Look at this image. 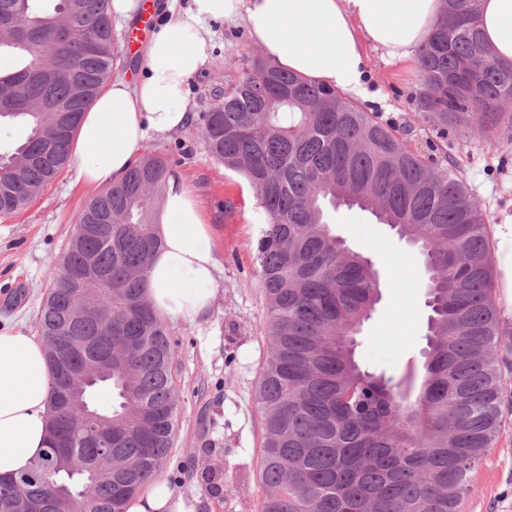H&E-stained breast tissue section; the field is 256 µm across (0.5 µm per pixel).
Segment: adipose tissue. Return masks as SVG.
<instances>
[{
    "mask_svg": "<svg viewBox=\"0 0 512 512\" xmlns=\"http://www.w3.org/2000/svg\"><path fill=\"white\" fill-rule=\"evenodd\" d=\"M442 0H190L146 50V79L118 77L84 113L71 146L77 181L93 187L119 182L145 142L184 129L189 79L206 66L205 24L242 23L267 59L328 87L364 98L367 48L386 62L407 64L427 44ZM481 30L492 52L512 60V0H480ZM163 241L147 273L156 312L177 324L206 319L217 289L219 262L212 228L185 182L169 176L158 216ZM498 304L512 312V214L493 227ZM52 379L45 346L22 328L0 329V476L30 469L48 446L46 420ZM125 512H194L166 479L146 484Z\"/></svg>",
    "mask_w": 512,
    "mask_h": 512,
    "instance_id": "1",
    "label": "adipose tissue"
}]
</instances>
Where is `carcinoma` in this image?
<instances>
[{
  "instance_id": "carcinoma-1",
  "label": "carcinoma",
  "mask_w": 512,
  "mask_h": 512,
  "mask_svg": "<svg viewBox=\"0 0 512 512\" xmlns=\"http://www.w3.org/2000/svg\"><path fill=\"white\" fill-rule=\"evenodd\" d=\"M0 123L28 133L0 152V208L15 212L70 163L82 114L117 65L111 0H0ZM68 31L70 37L60 41ZM417 116L436 137L473 125L512 128V61L480 36L479 0H443L419 50ZM212 157L241 173L266 215L260 278L269 310V353L256 398L263 414L260 512H461L470 476L502 427L508 357L494 302L489 217L455 171L412 147L406 133L337 89L261 57L200 116ZM169 161L147 155L119 183L92 196L41 306L38 333L51 375L72 336H96L82 361L112 355V379L95 377L80 407L51 392L50 443L31 469L0 481V512L31 503L58 512L70 486L74 512H123L159 476L174 445L179 395L165 320L147 297V269L162 239L155 198ZM356 207L418 246L431 273L424 376L401 387L360 366L356 336L380 300L371 262L346 246L327 207ZM93 261L112 281L95 293L101 311L62 326L60 308L82 299L68 280ZM112 393L99 408L96 391ZM112 422V470L94 481L67 475L78 456L96 462V441L77 431L80 408Z\"/></svg>"
}]
</instances>
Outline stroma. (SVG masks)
Wrapping results in <instances>:
<instances>
[{
  "label": "stroma",
  "instance_id": "stroma-1",
  "mask_svg": "<svg viewBox=\"0 0 512 512\" xmlns=\"http://www.w3.org/2000/svg\"><path fill=\"white\" fill-rule=\"evenodd\" d=\"M207 28L209 62L188 83L191 124L148 139L144 148L166 157L171 173L181 175L199 200L221 266L210 316L169 327L180 414L162 475L194 500L196 512H259L262 414L255 390L268 352V307L257 246L265 219L248 181L211 157L198 117L263 50L242 25L215 20ZM365 72L373 111L383 122L410 128L412 146L427 151L436 136L415 111L421 90L416 66L386 64L381 51L371 49ZM444 151L491 223L512 211V129L452 133ZM93 194L66 169L16 213L0 218V326L35 328L63 248ZM328 217L333 231L372 261L380 283L381 298L357 338L358 362L396 380L409 372L422 375L430 309L421 251L360 209L339 206ZM502 412L498 442L476 469L463 512H512V385L503 394ZM205 462L221 472L224 494L201 482Z\"/></svg>",
  "mask_w": 512,
  "mask_h": 512
}]
</instances>
